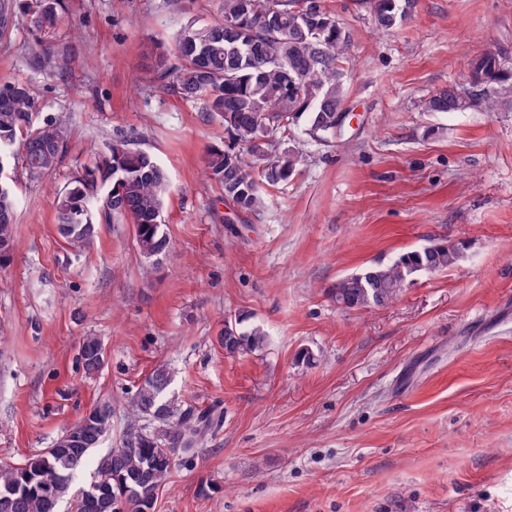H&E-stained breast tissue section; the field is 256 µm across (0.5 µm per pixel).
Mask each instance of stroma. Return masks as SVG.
<instances>
[{"instance_id": "stroma-1", "label": "stroma", "mask_w": 512, "mask_h": 512, "mask_svg": "<svg viewBox=\"0 0 512 512\" xmlns=\"http://www.w3.org/2000/svg\"><path fill=\"white\" fill-rule=\"evenodd\" d=\"M55 37L81 47L68 73L33 63L25 15L0 39V85L29 84L36 123L69 122L57 168L17 196L11 259L0 266V462L50 447L101 401L119 444L129 399L167 365L179 402L218 406L224 424L177 460L154 512H512V112L434 113L421 104L463 83L473 60L512 67V0H417L378 31L368 0H324L352 35L341 143L296 135L303 160L237 213L204 171L224 128L156 91L143 45L172 46L220 0H67ZM141 136L169 177L170 250L148 268L131 224H101L75 248L54 223L56 188L116 130ZM444 241L463 248L386 307L346 310L341 277ZM242 315L265 350L227 354L215 338ZM105 365L85 376L84 336ZM312 351L306 365L298 356Z\"/></svg>"}]
</instances>
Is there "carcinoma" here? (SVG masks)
<instances>
[{
  "label": "carcinoma",
  "mask_w": 512,
  "mask_h": 512,
  "mask_svg": "<svg viewBox=\"0 0 512 512\" xmlns=\"http://www.w3.org/2000/svg\"><path fill=\"white\" fill-rule=\"evenodd\" d=\"M414 0H372L376 25L390 30L410 14ZM42 45L40 64L64 73L77 56L70 43L53 39L65 13L64 0H0V36L9 33L17 13ZM222 17L179 27L175 52L159 44L148 48L161 85L198 106L207 119L224 126V146L205 156L208 177L244 214L265 207V187L288 180L302 161L285 147L294 131L322 146L341 136L340 107L345 96V64L351 32L323 0H221ZM36 95L25 83L0 86V155L22 149L31 181L51 173L64 157L71 130L61 120L33 121ZM512 110V74L493 53L473 64L466 83L436 91L424 100L425 112ZM137 137L117 134L106 154L56 192L55 226L73 246L91 242L99 224L132 223L140 253L157 258L169 249L162 222L168 176L156 157L135 147ZM16 198L9 182L0 181V260L13 242ZM462 253L434 244L378 262L340 278L332 291L344 309L385 307L416 277L444 271ZM268 336L258 323L236 317L224 321L218 343L230 354L265 349ZM98 337L83 338L79 359L88 373L104 363ZM168 368L156 367L137 387V411L119 447L97 464L93 481L68 495L74 470L112 430V404L99 402L62 433L52 447L16 465H0V512H153L171 477L176 458L203 445L223 423L214 407L183 406L169 391Z\"/></svg>",
  "instance_id": "cac0c4a2"
}]
</instances>
